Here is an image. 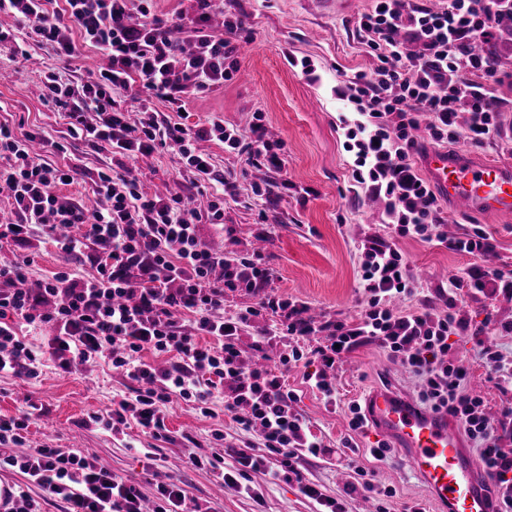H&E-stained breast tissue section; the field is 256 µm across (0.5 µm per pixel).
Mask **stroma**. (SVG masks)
Instances as JSON below:
<instances>
[{"instance_id":"1","label":"stroma","mask_w":512,"mask_h":512,"mask_svg":"<svg viewBox=\"0 0 512 512\" xmlns=\"http://www.w3.org/2000/svg\"><path fill=\"white\" fill-rule=\"evenodd\" d=\"M236 9L245 15L255 32V40L240 49L238 77L224 88L191 99L186 126H201L213 117L226 125L247 130L253 113H261L268 132L284 143L287 169L296 191L282 192L279 199L266 201L253 197L251 186L274 181L275 173L248 163L245 156L229 154L223 145L209 144L214 164L237 181L239 200H225L223 226L202 225L201 235L208 242L228 245L241 253L258 247L255 236L261 220H268L271 235L263 249L264 261L273 270L270 282L282 298H299L311 309L332 317L354 319L362 297L359 271L360 246L370 235L395 245L405 258L419 286L408 299L393 303L395 310L409 312L430 305L443 309L448 279L479 264L490 269L512 271V222L491 216L471 215L442 206L441 216L448 235L463 234L471 225H482L493 237L496 249L482 258L457 254L412 237L399 236L392 225L379 221V213L365 195L364 188L351 177L353 155L344 148V132L339 117L344 110L334 93L338 72L349 74L371 71L374 58L365 52L358 32V15L323 11L318 0H236ZM496 54L505 78L498 88L502 100L504 135L512 134V33L503 32L494 40ZM308 59L318 75L309 80L296 62ZM97 50L84 47L71 59L55 56L37 44H30L25 55L0 57V71L9 72L0 83V101L9 105L14 118L26 128L50 140H59L65 129L56 108L40 98V83L47 68L54 67L81 79L97 65ZM137 165L146 173L145 188L152 193L176 189V156L158 151L140 158ZM311 189L307 198L297 191ZM34 260L33 277L42 280L52 273L78 267L75 257L60 253L51 243L32 241L25 250ZM16 246L0 247V261L10 262L19 252ZM457 305L470 321V335L461 337L450 360L462 361L471 379L480 382L492 414L512 407V389L500 390L487 381V370L475 357L477 338L488 336L485 317L495 323L512 322V300L501 294L461 293ZM301 370L289 372L291 387L301 389L296 404L309 417L317 434L330 447H340L344 439L357 446L359 464L373 471L376 481L393 487L394 495L385 503L362 495H347L349 477L343 467L320 459L306 462L310 479L322 485L326 495L343 500L347 512H409L421 506L437 512L431 493L411 468L402 450L392 459L377 461L369 448L377 440L374 432L351 434L347 414L353 401L365 400L376 389L391 388L415 395L413 375L376 343H367L345 356L336 368V405L327 407L311 391L301 388ZM132 383L98 360L63 375L44 368L39 379L0 377V417H18L30 412L27 436L33 446L71 448L98 465L112 469L138 483L145 495H152L155 473L169 475L189 496L217 503L220 512H312L311 504L296 484H261L265 504L257 506L250 498L225 487L217 473L198 469L185 461L188 439L213 442L224 455L225 466H232V449L252 444L253 438L231 419L203 417L192 405L178 403L170 409L165 424L169 441H157L137 426L110 432L89 423V415L111 405L114 398L131 395ZM221 440H213V433Z\"/></svg>"}]
</instances>
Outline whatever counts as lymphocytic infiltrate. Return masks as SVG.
Segmentation results:
<instances>
[{"instance_id": "1", "label": "lymphocytic infiltrate", "mask_w": 512, "mask_h": 512, "mask_svg": "<svg viewBox=\"0 0 512 512\" xmlns=\"http://www.w3.org/2000/svg\"><path fill=\"white\" fill-rule=\"evenodd\" d=\"M190 3L189 11L162 17L150 0H0V14L13 19L10 28H0L1 53L16 55L32 41L60 57L75 56L82 45L105 56L106 66L77 87L45 72L41 98L65 112L67 139L112 156L111 166L91 176L88 204L62 192L80 175L78 166H54L34 151L37 133H17L0 122V189L10 206L0 223V245L47 238L91 269L87 275L59 271L35 290L30 258L0 263V375L36 379L48 362L68 372L96 358L108 361L135 388L107 413L91 415V422L114 430L133 423L156 439L167 435L171 404L194 403L211 418V402L221 397L225 416L256 442L236 450L232 468L215 452H189L192 465L218 471L225 486L257 501L263 494L252 476L262 473L296 483L314 512H345L343 502L306 477V460L345 458L349 491L384 497L393 491L379 488L371 471L314 433L295 408L299 395L287 383L288 369L304 366L303 385L332 405L336 365L375 342L417 377L422 408L462 424L492 483L497 512H512V448L503 446L485 398L470 391L467 368L448 361L456 337L469 327L453 311L458 291L512 294V273L472 266L450 279L446 311L426 305L397 315L391 300L413 294L414 283L401 252L370 236L360 246L364 300L357 320H318L307 302L272 297L266 290L270 271L256 260L211 250L200 227L223 225L224 200L238 198L239 187L199 141L220 142L225 152L247 154L251 164L278 174L277 184H253V195L271 197L292 183L284 144L268 137L261 114H254L245 134L220 118L195 130L176 120L191 96L235 79L238 45L254 38L234 0ZM217 11L224 16L219 32L210 24ZM507 17L512 0H448L439 10L419 0H375L358 19L362 43L377 64L336 82L338 100L352 107L339 118L344 147L354 155L353 180L381 203L382 223L395 225L400 236L473 256L495 250L482 225L456 237L442 231L438 197L414 156L427 143L500 138L499 63L475 54L472 43L491 41ZM412 42L421 43L423 53L410 51ZM134 85L144 102L130 110L116 94ZM160 150L179 157V178L207 195L206 207H189L178 193L146 191L134 162ZM239 288L251 295V305L225 312L226 291ZM22 325L46 326L51 334L36 344L19 335ZM248 331L258 351L286 340L275 366L246 357L240 339ZM146 350L160 364L143 361ZM27 427L24 416L0 419V468L17 469L29 482L7 492L0 512H41L28 491L32 485L59 501L63 512H216L176 482L157 483L149 499L125 476L77 453L28 447Z\"/></svg>"}]
</instances>
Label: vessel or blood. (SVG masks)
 Returning a JSON list of instances; mask_svg holds the SVG:
<instances>
[{
  "instance_id": "vessel-or-blood-1",
  "label": "vessel or blood",
  "mask_w": 512,
  "mask_h": 512,
  "mask_svg": "<svg viewBox=\"0 0 512 512\" xmlns=\"http://www.w3.org/2000/svg\"><path fill=\"white\" fill-rule=\"evenodd\" d=\"M421 163L452 208L512 220V162H492L464 147H430ZM365 413L404 450L444 512H494L487 480L446 415L423 410L410 396L391 390L373 392Z\"/></svg>"
}]
</instances>
